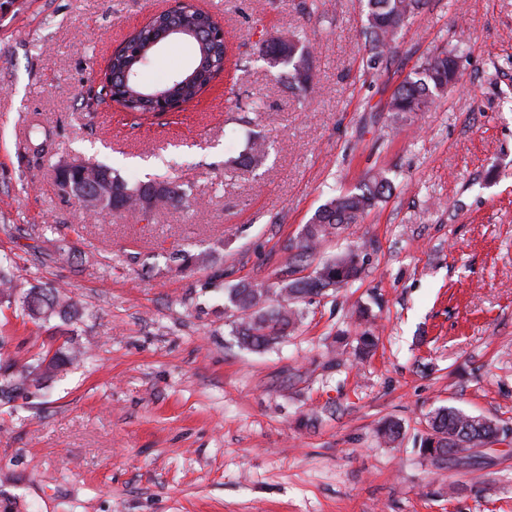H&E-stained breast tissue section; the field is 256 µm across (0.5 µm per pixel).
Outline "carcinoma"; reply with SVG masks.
<instances>
[{
  "instance_id": "obj_1",
  "label": "carcinoma",
  "mask_w": 512,
  "mask_h": 512,
  "mask_svg": "<svg viewBox=\"0 0 512 512\" xmlns=\"http://www.w3.org/2000/svg\"><path fill=\"white\" fill-rule=\"evenodd\" d=\"M425 5V0H365L366 24L363 31L365 47L368 48L367 65L375 68L376 60L391 49L395 41L415 12ZM184 24L201 28L215 24L212 16L194 4L183 8ZM169 16L162 12L154 16L145 26L135 33L127 43V53L112 56V72L116 73L114 82L118 101L131 112L149 111L147 96L158 93H173L176 99L192 100L202 91L214 73L225 66L226 42L223 40H203L198 44L197 62H206L207 66L199 76L188 82L166 81L161 84L145 86L138 81L136 73L149 60L150 52H145L139 62L130 64L131 51L142 49L157 39ZM310 44L297 34H279L265 41L264 59L267 62L279 61V66L288 69L284 77L289 87L307 94L313 83V75L308 66ZM454 58L452 52L443 51L427 57L413 73L394 91L387 111L395 117L403 113L424 112L436 100L447 93L453 85L450 81ZM269 147L258 139L248 141L245 151L239 157V165L256 167L266 159ZM98 176L112 178V208L143 211L147 208L157 210L172 203H190L191 191L170 182L161 188L156 202L147 207L143 203L141 191L154 185L149 180L131 182L121 173L107 164L94 166ZM389 188V179L383 172H375L364 179L352 190L340 191L329 197L304 225L299 240V256L309 257L317 245L325 238L338 233L343 226L357 224L380 201ZM352 251L339 254L333 260L324 263L313 272V277L291 279L279 286L275 283L267 286L274 294L290 296L292 303L283 307L277 299H268L261 305V291L258 288L242 285L235 288L227 297L230 307L242 315L241 322L233 327L240 347L260 351L277 343L289 335L303 318V311L297 303L311 296H322L331 289L340 287L358 279L362 266L351 260ZM22 315L37 322H46L55 317L73 320L82 316L78 304L54 286L31 288L16 300ZM76 359V349L71 338H66L55 349L46 350L36 356L18 373L13 365L0 366V399L12 400L27 392L25 385L36 382L40 385L53 379L72 365ZM507 436L506 429L497 420H475L474 416L453 407H439L429 420V432L423 439L421 451L425 458L438 467L448 463L458 452V448H476L500 440Z\"/></svg>"
}]
</instances>
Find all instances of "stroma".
I'll return each instance as SVG.
<instances>
[{
	"mask_svg": "<svg viewBox=\"0 0 512 512\" xmlns=\"http://www.w3.org/2000/svg\"><path fill=\"white\" fill-rule=\"evenodd\" d=\"M172 3L13 0L0 16V268L87 309L35 324L0 300V360L68 336L87 348L34 397L0 402V512H512V436L444 469L419 452L439 407L512 428V0H428L374 70L361 0H196L224 27L225 70L183 111L141 118L99 78ZM276 31L313 45L307 96L261 57ZM440 50L457 52L458 83L390 117ZM192 58L170 43L140 79ZM250 135L270 147L255 168L236 162ZM63 159L187 186L195 205L92 217L58 194ZM376 170L390 195L299 261L330 192ZM350 249L360 280L305 300L272 348L237 345L229 291ZM201 252L207 266L181 269L177 254ZM359 327L379 338L361 360L336 341ZM387 420L402 426L392 448L376 437Z\"/></svg>",
	"mask_w": 512,
	"mask_h": 512,
	"instance_id": "obj_1",
	"label": "stroma"
}]
</instances>
